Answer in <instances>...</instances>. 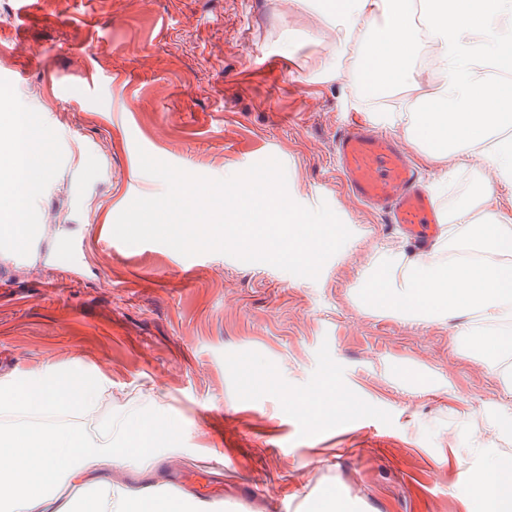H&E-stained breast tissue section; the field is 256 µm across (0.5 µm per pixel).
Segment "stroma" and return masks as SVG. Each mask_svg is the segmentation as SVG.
Masks as SVG:
<instances>
[{"instance_id": "1", "label": "stroma", "mask_w": 512, "mask_h": 512, "mask_svg": "<svg viewBox=\"0 0 512 512\" xmlns=\"http://www.w3.org/2000/svg\"><path fill=\"white\" fill-rule=\"evenodd\" d=\"M326 54L276 0H40L24 12L0 0V110L23 102L39 133L28 215L48 252L0 287V378L79 361L111 381L98 419L160 410L182 427L88 484L135 496L170 475L189 485L181 499L217 492L242 512H306L338 487L356 512H467L479 456L448 432L511 414L512 398L451 323L358 307L354 254L408 240L346 194L335 139L363 103L322 69ZM142 149L211 178L277 158L292 200L328 204L352 236L315 280L125 245L120 212L165 190L141 171ZM73 239L87 245L77 270L63 256ZM323 383L354 406L314 425L288 399Z\"/></svg>"}]
</instances>
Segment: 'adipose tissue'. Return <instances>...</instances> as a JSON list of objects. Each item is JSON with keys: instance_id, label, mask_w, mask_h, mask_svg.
<instances>
[{"instance_id": "obj_1", "label": "adipose tissue", "mask_w": 512, "mask_h": 512, "mask_svg": "<svg viewBox=\"0 0 512 512\" xmlns=\"http://www.w3.org/2000/svg\"><path fill=\"white\" fill-rule=\"evenodd\" d=\"M305 8L334 50L327 72L364 73L395 92L402 107L379 114L404 143L452 176L473 167L479 188L446 215L430 253L401 247L360 261L364 297L376 310L411 321L456 324L457 345L497 371L512 390V0H279ZM419 23L425 61L414 64ZM13 141L0 159L12 223H23L39 181L41 144L23 105L9 115ZM110 381L80 369L47 364L20 381L0 380V512H33L61 487L72 490L71 512H184L158 495L131 498L109 484L88 486L92 468L135 465L177 433L164 417L133 415L95 424ZM308 420L342 417L349 395L326 384L293 397ZM121 447H114V440ZM468 445L481 456L466 493L468 512H512V415L472 428Z\"/></svg>"}]
</instances>
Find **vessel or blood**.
<instances>
[{
    "label": "vessel or blood",
    "mask_w": 512,
    "mask_h": 512,
    "mask_svg": "<svg viewBox=\"0 0 512 512\" xmlns=\"http://www.w3.org/2000/svg\"><path fill=\"white\" fill-rule=\"evenodd\" d=\"M336 160L349 196L401 228L421 251L438 232L439 207L407 153L390 136L367 124H348L336 137ZM41 242L27 232L23 242L0 229V253L9 264L25 263Z\"/></svg>",
    "instance_id": "b4317fda"
}]
</instances>
